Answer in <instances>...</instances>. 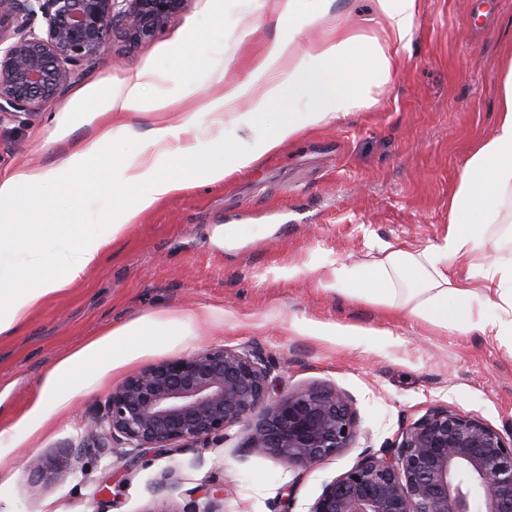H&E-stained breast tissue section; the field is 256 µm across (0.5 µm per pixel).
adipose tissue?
<instances>
[{
  "label": "adipose tissue",
  "instance_id": "ef3b65f1",
  "mask_svg": "<svg viewBox=\"0 0 512 512\" xmlns=\"http://www.w3.org/2000/svg\"><path fill=\"white\" fill-rule=\"evenodd\" d=\"M335 0H279L280 15L317 29ZM375 12L388 39L363 48L344 26L334 36L319 33L316 51L297 55L293 40L277 41L253 67L247 79L225 85L210 110L231 112L230 122L245 130L243 144L225 141L223 151L188 148L160 166L144 152L115 156L107 145L128 126L107 131L72 152L64 162L44 171L20 170L0 180V335L14 332L49 296L68 288L99 256L110 237L133 223L162 197L185 187L183 173L198 172L209 183L247 170L302 131L322 127L373 105V89L398 63L396 46L412 36L418 0H375ZM262 93L251 111L233 106L254 86ZM143 78L135 76L113 89L106 102L112 112L145 108L169 111L167 95L142 96ZM287 101V112L267 125L268 108ZM110 194L111 207L90 213L93 198ZM512 223V56L502 67L495 128L470 155L449 201L448 225L436 243L421 250L384 251L358 267L341 265L332 272V286L350 290L370 303L398 307L414 320L440 330H492L512 337V319L487 317L474 305V293L453 281L449 269L467 260L481 246L502 250L504 240L488 241L487 229ZM48 240L64 242L56 255H42ZM144 317L113 330L58 363L23 418L35 433L67 401L60 388L86 368L103 371L120 365L117 344L155 328Z\"/></svg>",
  "mask_w": 512,
  "mask_h": 512
}]
</instances>
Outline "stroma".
<instances>
[{
	"label": "stroma",
	"instance_id": "obj_1",
	"mask_svg": "<svg viewBox=\"0 0 512 512\" xmlns=\"http://www.w3.org/2000/svg\"><path fill=\"white\" fill-rule=\"evenodd\" d=\"M363 41L385 40L373 0H339L337 21ZM207 32L192 63L178 48ZM313 51L310 30L278 17L276 0H185L153 37L122 34L39 115L0 121V178L58 167L108 128L133 153L158 120L198 132L172 149L208 144L219 126L202 104L223 83L243 81L276 42ZM512 52V0H420L400 64L371 107L307 130L252 169L223 182L195 178L160 200L104 248L64 292L48 298L12 334L0 335V512H309L326 483L364 456L392 447L436 405L512 431V340L477 330H437L403 310L330 288L334 268L379 257L381 246L414 251L437 242L448 201L473 148L493 132L498 70ZM224 70L216 83L212 68ZM150 71L169 112L146 109L81 117L79 104ZM170 321L160 336L125 341L123 364L63 385L66 410L34 434L20 420L57 363L141 317ZM253 348L269 361L274 395L333 386L355 400L361 434L353 447L302 471L243 447L244 429L190 443L174 456L116 445L89 433L114 388L140 371L207 347ZM80 455L57 484L52 468ZM48 470L31 476L27 456ZM170 476L173 492L151 486ZM225 489L224 498L208 493Z\"/></svg>",
	"mask_w": 512,
	"mask_h": 512
}]
</instances>
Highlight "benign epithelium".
Wrapping results in <instances>:
<instances>
[{
  "instance_id": "1",
  "label": "benign epithelium",
  "mask_w": 512,
  "mask_h": 512,
  "mask_svg": "<svg viewBox=\"0 0 512 512\" xmlns=\"http://www.w3.org/2000/svg\"><path fill=\"white\" fill-rule=\"evenodd\" d=\"M184 0H0L13 42L0 53V119L37 116L121 27L131 42L174 19ZM45 35L33 29L37 17ZM270 371L256 350L206 348L151 366L112 391L90 434L128 448L171 454L179 445L224 439L245 426L244 447L307 471L352 447L360 419L350 394L305 387L271 396ZM255 422L249 417L258 408ZM512 512V433L446 406L429 409L394 447L365 456L326 484L309 512Z\"/></svg>"
}]
</instances>
